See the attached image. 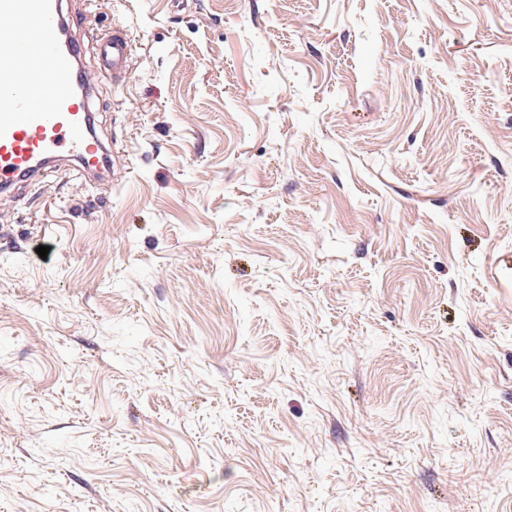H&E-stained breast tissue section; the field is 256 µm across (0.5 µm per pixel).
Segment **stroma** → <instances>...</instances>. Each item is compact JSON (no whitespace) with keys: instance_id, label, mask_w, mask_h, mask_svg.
Here are the masks:
<instances>
[{"instance_id":"1","label":"stroma","mask_w":512,"mask_h":512,"mask_svg":"<svg viewBox=\"0 0 512 512\" xmlns=\"http://www.w3.org/2000/svg\"><path fill=\"white\" fill-rule=\"evenodd\" d=\"M67 3L112 178L0 194V512H512V0ZM132 58L131 39L126 28L114 24L112 31L100 37L97 47L99 73L102 77L127 75Z\"/></svg>"}]
</instances>
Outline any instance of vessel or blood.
Here are the masks:
<instances>
[{
	"mask_svg": "<svg viewBox=\"0 0 512 512\" xmlns=\"http://www.w3.org/2000/svg\"><path fill=\"white\" fill-rule=\"evenodd\" d=\"M62 0H0V190L22 192L63 159L100 171L110 147L95 131V87L81 68ZM131 39L113 25L97 47L101 76L128 74Z\"/></svg>",
	"mask_w": 512,
	"mask_h": 512,
	"instance_id": "obj_1",
	"label": "vessel or blood"
}]
</instances>
